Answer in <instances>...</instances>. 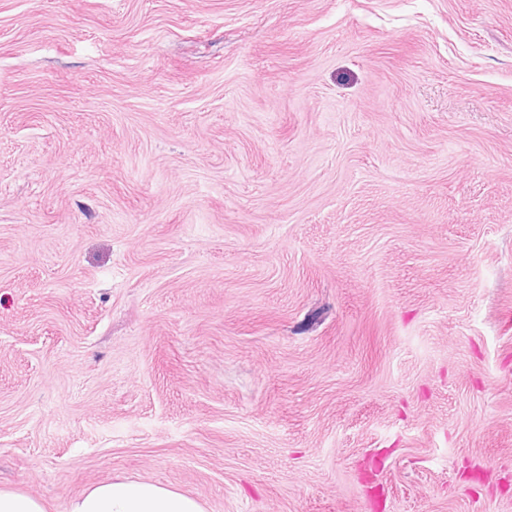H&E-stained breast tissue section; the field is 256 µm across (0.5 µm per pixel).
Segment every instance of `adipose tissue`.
Masks as SVG:
<instances>
[{
	"instance_id": "adipose-tissue-1",
	"label": "adipose tissue",
	"mask_w": 512,
	"mask_h": 512,
	"mask_svg": "<svg viewBox=\"0 0 512 512\" xmlns=\"http://www.w3.org/2000/svg\"><path fill=\"white\" fill-rule=\"evenodd\" d=\"M68 512H206L195 497L152 481L115 476L74 497Z\"/></svg>"
}]
</instances>
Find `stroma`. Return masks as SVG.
Returning <instances> with one entry per match:
<instances>
[{
    "mask_svg": "<svg viewBox=\"0 0 512 512\" xmlns=\"http://www.w3.org/2000/svg\"><path fill=\"white\" fill-rule=\"evenodd\" d=\"M512 512V0H0V487Z\"/></svg>",
    "mask_w": 512,
    "mask_h": 512,
    "instance_id": "35a3bbf8",
    "label": "stroma"
}]
</instances>
